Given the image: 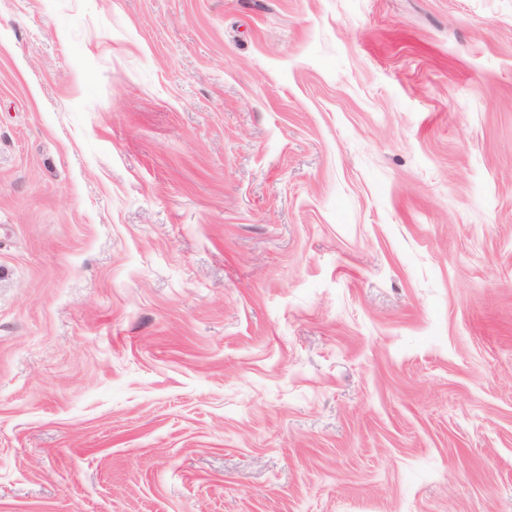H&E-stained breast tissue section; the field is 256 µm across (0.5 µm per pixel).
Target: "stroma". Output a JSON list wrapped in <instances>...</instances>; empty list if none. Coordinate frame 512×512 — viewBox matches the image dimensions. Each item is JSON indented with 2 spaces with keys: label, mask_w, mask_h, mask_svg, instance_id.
I'll list each match as a JSON object with an SVG mask.
<instances>
[{
  "label": "stroma",
  "mask_w": 512,
  "mask_h": 512,
  "mask_svg": "<svg viewBox=\"0 0 512 512\" xmlns=\"http://www.w3.org/2000/svg\"><path fill=\"white\" fill-rule=\"evenodd\" d=\"M0 512H512V0H0Z\"/></svg>",
  "instance_id": "obj_1"
}]
</instances>
